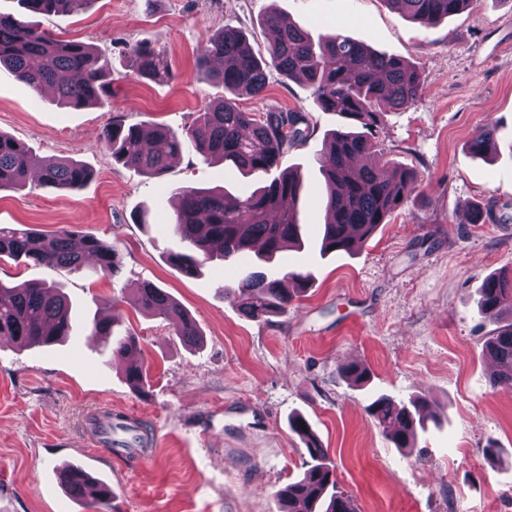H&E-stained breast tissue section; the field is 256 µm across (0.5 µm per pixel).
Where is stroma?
<instances>
[{
    "label": "stroma",
    "instance_id": "35a3bbf8",
    "mask_svg": "<svg viewBox=\"0 0 512 512\" xmlns=\"http://www.w3.org/2000/svg\"><path fill=\"white\" fill-rule=\"evenodd\" d=\"M272 9L311 36L338 29L404 57L423 93L408 109H385L376 129L379 161L416 175L414 199L355 252L327 254L317 155L338 119L272 67L263 94L238 98L242 111L298 112L310 128L281 160L303 177L304 245L288 248L276 268L314 280L287 314L256 320L224 297L244 260L183 273L168 260L183 248L170 221L178 189L245 196L269 175L228 173L185 153L149 176L114 163L102 136L115 120L190 126L224 94L198 73L202 49L231 26L266 53L271 35L260 19ZM38 23L52 37L98 49L112 96L105 106L62 108L0 71V132L41 158L77 160L92 172L77 191L33 181L1 191L0 224L42 232L72 225L112 240L120 272L0 258L1 284L53 281L72 305L61 343L26 349L0 338V512H96L64 490L67 463L111 485L113 512H277V491L302 477L308 459L288 427L294 412L311 424L358 512H512V391L491 385L484 341L493 325L476 305L486 277L512 274V0H475L431 27L385 0H88ZM142 39L166 54L170 81L136 77L124 46ZM492 120L496 153L472 154L471 141ZM467 201L487 210L485 223H469ZM144 282L193 318L198 346L141 310ZM114 313L115 333L139 338L134 359L148 371L145 391L126 383L125 361L105 362L104 342L91 334L94 319ZM350 363L369 367L367 388L340 376ZM373 394L427 398L441 423L402 456L365 411ZM107 411L147 424L148 452L124 457L96 442L87 420ZM490 443L498 458L484 455Z\"/></svg>",
    "mask_w": 512,
    "mask_h": 512
}]
</instances>
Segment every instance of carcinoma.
Returning <instances> with one entry per match:
<instances>
[{
    "label": "carcinoma",
    "instance_id": "cac0c4a2",
    "mask_svg": "<svg viewBox=\"0 0 512 512\" xmlns=\"http://www.w3.org/2000/svg\"><path fill=\"white\" fill-rule=\"evenodd\" d=\"M84 0H17L14 13L0 12V67L34 91L53 90L64 108L101 106L109 95L110 73L96 49L83 41L50 37L38 25L25 20L29 15L49 16L72 10ZM423 26L439 23L468 7L474 0H386ZM262 23L276 31L270 59L256 55L246 37L232 27L222 29L198 59L207 80L224 87L230 96L212 100L198 112L194 123L177 133L157 126L149 131L139 125L114 122L103 135L112 159L143 174L158 176L171 158L187 149L206 160L231 163L239 172L278 171L288 149L307 138L300 128L304 117L297 112H266L258 117L244 112L233 102L238 96H258L266 87V68L273 64L286 78L306 84L318 107L340 120L322 144L319 161L325 183L326 223L321 248L325 252H353L369 239L388 218L402 208L415 190L414 174L374 163L357 166L354 159L376 152L373 129L380 123L382 108L406 109L421 96L418 70L405 59L380 53L335 31L312 40L309 35L275 10ZM136 74L148 81L171 79L164 54L148 42L130 51ZM497 122L490 121L471 143L479 155L494 143ZM38 183L55 189H77L92 177L91 170L73 161L45 162L14 140L0 133V190L26 186L32 173ZM302 182L294 171H279L267 185L246 197L224 190L184 188L173 221L174 233L186 251L169 255V261L192 275L213 259H253L254 271L245 272L236 288L224 289L225 297L237 300L240 310L252 319H267L288 312L294 297L313 281L311 272L287 271L267 278L259 271L279 254L300 243L299 201ZM25 259L50 269L83 268L93 256L97 270L115 276L120 271L118 249L111 241L64 227L53 234L39 233L24 225H0V257ZM512 295V276L486 278L478 291V312L498 324L486 342V353L497 370L492 385L512 389V322L501 324V302ZM142 310L164 317L175 335L186 345H195L200 333L195 322L166 292L151 283L138 288ZM115 320L96 319L91 333L107 342L113 359L133 354L138 337L115 336ZM71 306L53 282L0 287V337L23 347L50 345L69 335ZM357 386L370 380L366 367L352 363L341 367ZM125 377L136 390L147 383L141 366L126 369ZM383 433L397 448H410L427 423L435 420L422 398L396 403L379 396L366 406ZM96 433L119 429L133 433V446L145 452L149 429L127 418L112 422V414L91 418ZM289 426L305 445L309 456L301 479L277 495L279 512H357L350 496L336 490L334 468L326 462V450L309 422L289 418ZM70 466L60 473L71 496L91 498L100 512L112 510V498H101L93 485L80 482Z\"/></svg>",
    "mask_w": 512,
    "mask_h": 512
}]
</instances>
